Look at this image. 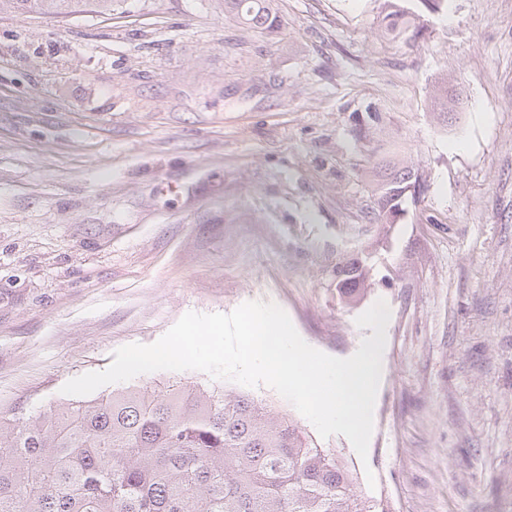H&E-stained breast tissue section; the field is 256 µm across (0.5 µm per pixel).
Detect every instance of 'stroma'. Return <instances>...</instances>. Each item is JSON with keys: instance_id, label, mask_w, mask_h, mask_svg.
I'll return each instance as SVG.
<instances>
[{"instance_id": "1", "label": "stroma", "mask_w": 512, "mask_h": 512, "mask_svg": "<svg viewBox=\"0 0 512 512\" xmlns=\"http://www.w3.org/2000/svg\"><path fill=\"white\" fill-rule=\"evenodd\" d=\"M384 3L275 0L274 35L224 0L0 10V416L71 403L117 348L246 301L344 358L382 299L368 456L319 446L380 512H512V0H452L413 48ZM377 146L426 186L387 226ZM364 255L341 303L336 265Z\"/></svg>"}]
</instances>
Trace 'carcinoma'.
I'll list each match as a JSON object with an SVG mask.
<instances>
[{"label": "carcinoma", "mask_w": 512, "mask_h": 512, "mask_svg": "<svg viewBox=\"0 0 512 512\" xmlns=\"http://www.w3.org/2000/svg\"><path fill=\"white\" fill-rule=\"evenodd\" d=\"M120 0H0L23 15L65 17ZM244 24L275 34L274 0H225ZM421 15L388 0L393 38L413 45ZM413 168L399 153L369 170L375 219ZM368 266L336 267L339 299L365 290ZM0 512H378L357 493L335 451L318 447L291 417L225 389L172 383L127 387L56 407L24 423L0 417Z\"/></svg>", "instance_id": "cac0c4a2"}]
</instances>
